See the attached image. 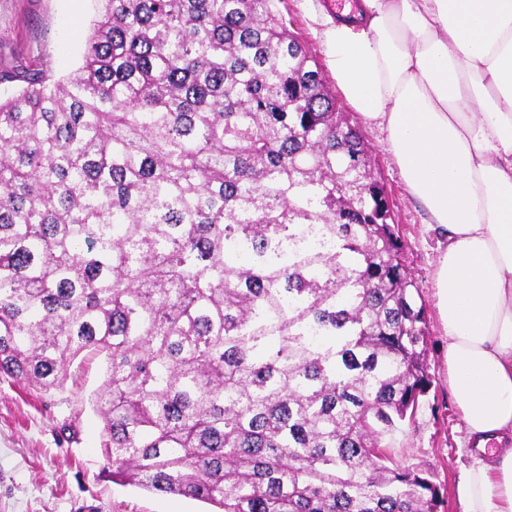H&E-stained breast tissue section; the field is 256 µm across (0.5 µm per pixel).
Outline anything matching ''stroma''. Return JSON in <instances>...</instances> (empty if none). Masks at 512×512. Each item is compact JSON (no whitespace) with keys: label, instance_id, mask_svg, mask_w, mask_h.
<instances>
[{"label":"stroma","instance_id":"stroma-1","mask_svg":"<svg viewBox=\"0 0 512 512\" xmlns=\"http://www.w3.org/2000/svg\"><path fill=\"white\" fill-rule=\"evenodd\" d=\"M328 0H280L289 29L326 66L318 15ZM98 13L96 0H0V69L39 62L52 80L75 73L84 62L85 36ZM342 111L361 130L372 169L387 185L399 226L404 264L426 308V354L430 386L415 415L385 443L393 464L432 473L443 490V512H463L455 487L472 462L463 448L457 405L448 389V339L435 308L433 271L437 243L422 204L411 197L386 149L385 134L338 96ZM103 357L75 359L62 388L40 393L25 383L0 378V512H207L202 502L150 493L104 479L102 423L91 397L105 378ZM73 423L72 439L60 428Z\"/></svg>","mask_w":512,"mask_h":512}]
</instances>
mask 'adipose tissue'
I'll return each mask as SVG.
<instances>
[{"instance_id":"obj_1","label":"adipose tissue","mask_w":512,"mask_h":512,"mask_svg":"<svg viewBox=\"0 0 512 512\" xmlns=\"http://www.w3.org/2000/svg\"><path fill=\"white\" fill-rule=\"evenodd\" d=\"M345 97L385 133L441 244L448 386L470 448L464 512H512V0H361L321 15Z\"/></svg>"}]
</instances>
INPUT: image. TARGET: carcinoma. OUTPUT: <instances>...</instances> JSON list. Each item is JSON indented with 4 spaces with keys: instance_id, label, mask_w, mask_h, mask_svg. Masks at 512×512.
I'll use <instances>...</instances> for the list:
<instances>
[{
    "instance_id": "carcinoma-1",
    "label": "carcinoma",
    "mask_w": 512,
    "mask_h": 512,
    "mask_svg": "<svg viewBox=\"0 0 512 512\" xmlns=\"http://www.w3.org/2000/svg\"><path fill=\"white\" fill-rule=\"evenodd\" d=\"M84 63L0 71V375L84 351L104 473L217 512H440L384 439L426 309L358 128L275 0H97Z\"/></svg>"
}]
</instances>
